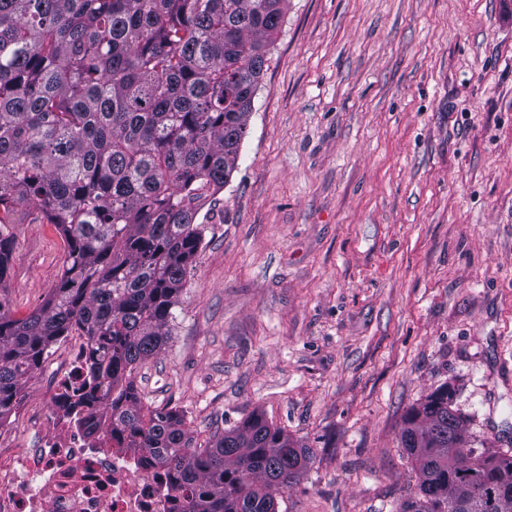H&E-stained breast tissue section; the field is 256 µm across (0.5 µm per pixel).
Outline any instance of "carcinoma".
Instances as JSON below:
<instances>
[{
	"instance_id": "1",
	"label": "carcinoma",
	"mask_w": 512,
	"mask_h": 512,
	"mask_svg": "<svg viewBox=\"0 0 512 512\" xmlns=\"http://www.w3.org/2000/svg\"><path fill=\"white\" fill-rule=\"evenodd\" d=\"M288 0H0V224L31 207L67 243L41 308L0 307V422L59 337L91 342L112 430L170 474L183 512H277L311 449L256 414L196 443L176 412L143 411L131 380L157 356L204 225L203 191L235 170ZM415 464L399 512H512V453L469 444L443 385L410 408Z\"/></svg>"
}]
</instances>
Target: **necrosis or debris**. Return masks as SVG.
Wrapping results in <instances>:
<instances>
[{
	"instance_id": "obj_1",
	"label": "necrosis or debris",
	"mask_w": 512,
	"mask_h": 512,
	"mask_svg": "<svg viewBox=\"0 0 512 512\" xmlns=\"http://www.w3.org/2000/svg\"><path fill=\"white\" fill-rule=\"evenodd\" d=\"M88 339L57 363L48 402L31 406L32 447L0 430V512H179L168 472L112 430L88 401Z\"/></svg>"
}]
</instances>
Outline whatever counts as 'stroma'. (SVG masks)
<instances>
[{
	"label": "stroma",
	"mask_w": 512,
	"mask_h": 512,
	"mask_svg": "<svg viewBox=\"0 0 512 512\" xmlns=\"http://www.w3.org/2000/svg\"><path fill=\"white\" fill-rule=\"evenodd\" d=\"M143 406L206 443L260 413L311 449L278 512H397L408 410L454 390L476 448L512 451V0H288L236 169ZM0 308L63 271L54 225L0 224Z\"/></svg>",
	"instance_id": "35a3bbf8"
}]
</instances>
